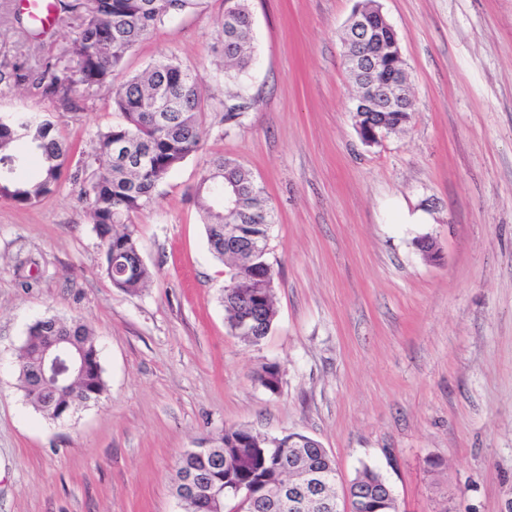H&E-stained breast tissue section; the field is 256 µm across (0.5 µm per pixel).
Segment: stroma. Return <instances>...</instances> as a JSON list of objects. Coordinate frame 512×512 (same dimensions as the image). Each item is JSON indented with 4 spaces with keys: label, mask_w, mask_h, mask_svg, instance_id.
Here are the masks:
<instances>
[{
    "label": "stroma",
    "mask_w": 512,
    "mask_h": 512,
    "mask_svg": "<svg viewBox=\"0 0 512 512\" xmlns=\"http://www.w3.org/2000/svg\"><path fill=\"white\" fill-rule=\"evenodd\" d=\"M358 2L249 0L254 60L231 128L224 0L126 55L122 79L176 57L210 104L199 150L133 218L154 273L141 293L103 274L71 179L33 205L0 199V512H182L178 455L232 425L317 439L341 489L376 469L398 512H512V0H378L413 107L372 147L356 131L340 39ZM22 15L0 0V63L36 67L77 26L68 16L36 36ZM72 101L0 83V115L58 121L69 172L121 120L109 89L76 85ZM216 154L253 173L275 215L278 314L256 345L228 331L229 270L189 198ZM49 314L90 324L108 383L64 421L17 385L27 328ZM266 363L281 367L278 393L253 378Z\"/></svg>",
    "instance_id": "obj_1"
}]
</instances>
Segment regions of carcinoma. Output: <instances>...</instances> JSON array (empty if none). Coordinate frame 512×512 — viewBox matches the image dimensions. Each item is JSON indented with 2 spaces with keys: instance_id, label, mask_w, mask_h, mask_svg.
I'll use <instances>...</instances> for the list:
<instances>
[{
  "instance_id": "obj_1",
  "label": "carcinoma",
  "mask_w": 512,
  "mask_h": 512,
  "mask_svg": "<svg viewBox=\"0 0 512 512\" xmlns=\"http://www.w3.org/2000/svg\"><path fill=\"white\" fill-rule=\"evenodd\" d=\"M203 0H56V15L72 14L80 23L60 57L37 70L13 65L0 69V82H13L42 96L71 104L75 83L88 88H112V100L122 121L100 131L73 180L82 182L88 219L105 247L103 273L112 284L128 294H138L153 273L139 258L133 216L151 202L156 188L188 156L200 147L204 112L208 100L196 77L173 57L162 56L142 74L112 85L127 52L151 31L176 14L197 10ZM225 80L237 78L253 60L252 15L248 0L226 5L221 22ZM411 104L397 100L385 111L370 112L356 124L370 122L388 131L402 129L410 120ZM39 158L40 171L34 180L17 175L21 157L18 144ZM69 146L57 124L34 112L0 117V198L18 205H32L53 193L61 184ZM227 186L237 192L238 205L226 208L207 202L218 189ZM189 197L204 212L208 245L224 261L236 279L224 289L223 301L229 330L247 312L256 311L263 330L243 340L258 344L270 332L277 316L276 271L267 260V241L274 224L272 208L263 187L237 159L219 155L209 161L207 175ZM242 225L244 235L253 238L259 251L224 250V230ZM50 336H67L72 348L81 353L83 367L72 382L48 393L40 377L39 354ZM255 380L267 391L278 392L281 369L266 363ZM17 381L31 406L44 417L61 421L77 409L98 403L108 391L100 350L90 325L80 319L49 315L29 326L20 349ZM290 436L268 438L250 428L231 426L210 439L207 448L180 453L176 461L173 493L183 512H209L199 495L185 492V479L194 475L224 487V499L234 498L239 483L257 490V507L245 512H282L265 501V487L284 484L292 473L277 466L279 459L294 457L311 470L335 468L329 452L306 435L288 442ZM365 492L358 512H389L387 492L378 473L364 467L351 480L350 488Z\"/></svg>"
}]
</instances>
